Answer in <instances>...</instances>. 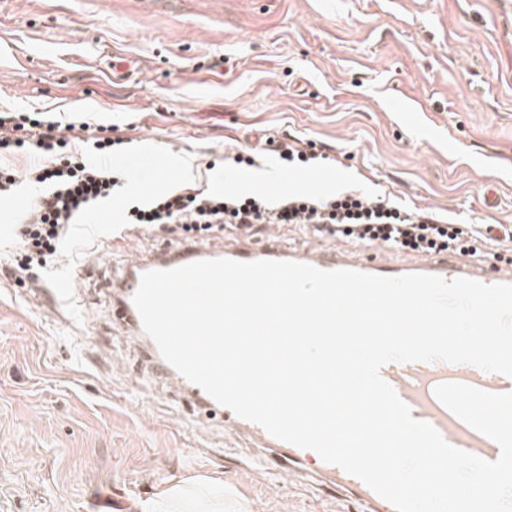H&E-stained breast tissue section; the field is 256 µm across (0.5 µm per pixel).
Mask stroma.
I'll return each instance as SVG.
<instances>
[{"label":"stroma","instance_id":"stroma-1","mask_svg":"<svg viewBox=\"0 0 512 512\" xmlns=\"http://www.w3.org/2000/svg\"><path fill=\"white\" fill-rule=\"evenodd\" d=\"M0 106L110 126L127 174L42 275L0 264V512H135L191 479L257 512H337L141 377L105 282L177 236L114 245L123 203L234 189L236 152L288 133L325 158L258 153L265 195L387 191L512 226V0H0Z\"/></svg>","mask_w":512,"mask_h":512}]
</instances>
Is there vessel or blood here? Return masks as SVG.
<instances>
[{"label": "vessel or blood", "instance_id": "obj_1", "mask_svg": "<svg viewBox=\"0 0 512 512\" xmlns=\"http://www.w3.org/2000/svg\"><path fill=\"white\" fill-rule=\"evenodd\" d=\"M228 258L242 262L258 260L297 261L324 270L354 269L366 273L397 276L407 273H426L450 280L467 277L486 284L512 283V265L487 271L482 264L458 256L441 253L420 259L394 263L386 257L367 252H345L310 248L286 250L274 239L263 243L204 244L184 241L176 246H163L147 258L124 260L114 269L111 288L117 290L112 300V319L125 326L142 349L141 364L151 376L164 380L205 421L222 424L236 438L251 440L260 448L274 453V468L289 474L293 481L305 484L316 478L331 486L356 492L370 506V512H396L394 506L377 495L358 478L339 466L322 461L309 449H300L270 436L259 424L237 417L231 410L219 405L200 387L192 384L173 369L161 356L153 339L145 333L141 318L132 302L140 277L152 270H165L205 259ZM382 378L411 409L414 418L429 422L451 445L470 452L484 460L493 461L500 455L499 445L472 429L435 397L434 389L442 383H463L492 393L512 391V378L490 374L470 364H452L445 361L398 363L383 366Z\"/></svg>", "mask_w": 512, "mask_h": 512}]
</instances>
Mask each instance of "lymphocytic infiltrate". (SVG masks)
I'll list each match as a JSON object with an SVG mask.
<instances>
[{"label":"lymphocytic infiltrate","instance_id":"1","mask_svg":"<svg viewBox=\"0 0 512 512\" xmlns=\"http://www.w3.org/2000/svg\"><path fill=\"white\" fill-rule=\"evenodd\" d=\"M76 130L101 153L102 163L90 165L82 156L68 152L70 134ZM113 145L102 125H64L48 111L0 109V156L22 147L35 156L22 172L0 165V198L12 195L22 181L37 189L34 203L17 224L18 247L10 260L14 268L44 269L48 257L60 250L78 220L97 202L111 198L122 177L121 171L106 161ZM261 150L274 152L288 165H313L323 157L314 141L282 135L238 151L234 161L254 165ZM126 222L145 232L172 225L184 238L204 243L218 231L252 238L275 227L295 226L322 237L381 245L399 253L424 256L452 251L481 261L512 264V249L498 252L491 248L493 225L470 231L434 211L395 202L387 194L296 193L271 199L201 189L167 192L146 204L130 206Z\"/></svg>","mask_w":512,"mask_h":512}]
</instances>
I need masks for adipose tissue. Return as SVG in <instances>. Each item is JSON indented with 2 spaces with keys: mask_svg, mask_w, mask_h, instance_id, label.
<instances>
[{
  "mask_svg": "<svg viewBox=\"0 0 512 512\" xmlns=\"http://www.w3.org/2000/svg\"><path fill=\"white\" fill-rule=\"evenodd\" d=\"M140 512H256L254 505L226 494L220 482L189 480L162 488Z\"/></svg>",
  "mask_w": 512,
  "mask_h": 512,
  "instance_id": "ef3b65f1",
  "label": "adipose tissue"
}]
</instances>
